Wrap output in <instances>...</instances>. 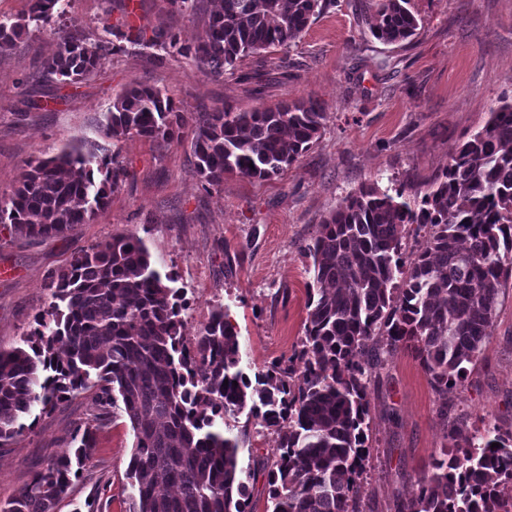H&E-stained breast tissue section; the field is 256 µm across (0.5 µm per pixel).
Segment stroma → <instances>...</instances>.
<instances>
[{
    "label": "stroma",
    "mask_w": 512,
    "mask_h": 512,
    "mask_svg": "<svg viewBox=\"0 0 512 512\" xmlns=\"http://www.w3.org/2000/svg\"><path fill=\"white\" fill-rule=\"evenodd\" d=\"M214 2L200 0L199 10L185 12L168 0H70L63 15L30 24L13 50L0 54V203L34 161L65 145H114L103 134L106 112L132 82L162 89L184 117L177 140L129 137L115 144L123 175L107 208L89 223L43 241L0 232V349L21 345L51 301L52 276L73 255L133 234L185 291L192 312L187 336L214 308L226 307L243 371L267 370L300 348L313 276L307 246L340 199L373 183L429 180L500 99H512V0H411L418 33L399 44L371 35L376 0H330L295 44L246 57L221 77L152 46L161 30L194 43ZM60 28L80 31L92 44L111 41L87 80L40 79L38 68ZM309 99L321 102L328 118L294 165L267 181L230 176L203 188L191 150L199 113ZM40 100L46 108H37ZM438 410L419 361L410 349H398L371 392L363 492L374 512H390L395 495L409 491L442 448ZM96 411L93 392L80 393L0 448V503L70 449L77 425ZM448 414L463 416L472 432L488 422L512 428V279ZM224 430L239 439L240 466L252 473L251 512H267L276 433L245 412L226 419ZM133 441L122 407H113L97 448L55 512H86L91 498L98 512H130L126 470Z\"/></svg>",
    "instance_id": "1"
}]
</instances>
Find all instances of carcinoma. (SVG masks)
<instances>
[{
  "mask_svg": "<svg viewBox=\"0 0 512 512\" xmlns=\"http://www.w3.org/2000/svg\"><path fill=\"white\" fill-rule=\"evenodd\" d=\"M58 2L29 0L27 16L0 23V53L29 22L50 20ZM326 3L222 0L194 44L164 31L155 42L222 76L245 57L291 46ZM409 6L378 0L373 35L388 44L415 36L419 21ZM55 35L42 77L64 84L92 75L100 46L76 31ZM326 119L312 100L202 112L192 141L197 173L205 186L227 176L270 180L321 136ZM183 121L162 90L132 83L108 108L106 135L115 143L172 141ZM112 163L82 144L35 161L0 206V228L46 240L88 223L118 185ZM413 224L424 236L406 262L402 241ZM308 253L313 282L300 349L252 378L240 368L237 330L222 307L187 346L184 290L155 267L141 238L115 236L78 253L52 277V302L23 345L0 350V448L89 389L98 413L76 430L77 445L0 512H53L118 397L135 437L133 512H248L238 440L224 431V418L245 410L278 435L267 473L271 512H367L369 386L385 356L404 345L442 400L446 445L394 512H501L512 490V430L493 426L469 437L462 418L448 420V398L477 362L512 276V100H499L483 128L423 184L374 183L347 193Z\"/></svg>",
  "mask_w": 512,
  "mask_h": 512,
  "instance_id": "1",
  "label": "carcinoma"
}]
</instances>
